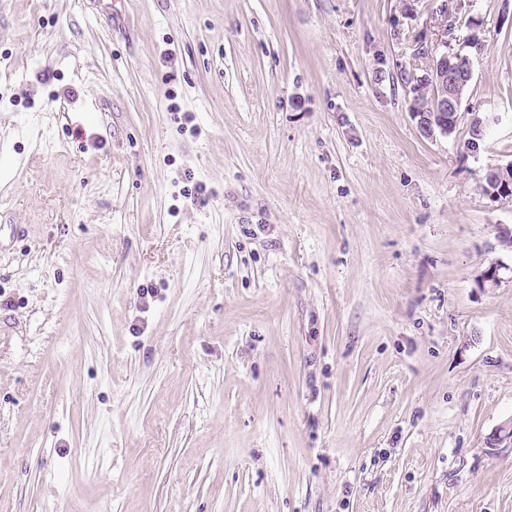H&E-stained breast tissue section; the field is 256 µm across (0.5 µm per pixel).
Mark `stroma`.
I'll use <instances>...</instances> for the list:
<instances>
[{
    "instance_id": "35a3bbf8",
    "label": "stroma",
    "mask_w": 512,
    "mask_h": 512,
    "mask_svg": "<svg viewBox=\"0 0 512 512\" xmlns=\"http://www.w3.org/2000/svg\"><path fill=\"white\" fill-rule=\"evenodd\" d=\"M441 2L0 0V512H512V0L431 139ZM449 9L446 15L449 16ZM443 15L438 25L434 41L428 45L424 41L416 40L410 55L409 68L403 74L404 83L409 86L413 94L416 80L427 77L429 82L419 83L418 91L427 99L430 87L434 89L432 102L437 105L436 112H432L429 100L422 102L419 97L412 98V116L417 119L419 130L427 137L434 138L437 135L449 138L456 128L455 118L464 101L469 84L473 77V60L470 54H463L461 48L455 49L452 41L455 36L456 17ZM438 57V59L436 58ZM433 58V63L431 59ZM418 70L427 72L417 76ZM465 73V74H464Z\"/></svg>"
}]
</instances>
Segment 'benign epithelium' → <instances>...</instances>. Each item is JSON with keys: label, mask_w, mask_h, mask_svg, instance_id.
Returning a JSON list of instances; mask_svg holds the SVG:
<instances>
[{"label": "benign epithelium", "mask_w": 512, "mask_h": 512, "mask_svg": "<svg viewBox=\"0 0 512 512\" xmlns=\"http://www.w3.org/2000/svg\"><path fill=\"white\" fill-rule=\"evenodd\" d=\"M455 28L456 17H445L438 25L434 41H415L409 68L403 74L404 83L411 88L417 85V72L420 70L424 71V76L432 84V103L437 105L436 110H431L429 102L412 98V116L417 119L419 130L429 138L438 135L449 138L453 135L458 107L462 105L473 77L471 55L462 53L452 45L457 40ZM497 121L495 116L473 114L470 119L473 135L469 143L470 153L479 151L477 139L484 138L490 123Z\"/></svg>", "instance_id": "obj_1"}]
</instances>
